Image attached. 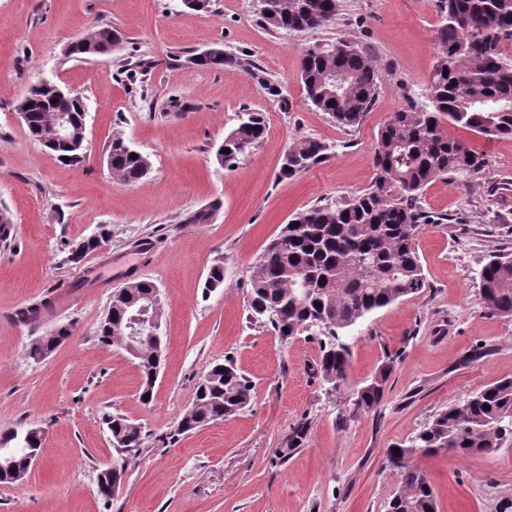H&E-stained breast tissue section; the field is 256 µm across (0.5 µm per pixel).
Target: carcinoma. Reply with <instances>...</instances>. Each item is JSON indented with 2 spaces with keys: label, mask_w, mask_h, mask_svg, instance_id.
<instances>
[{
  "label": "carcinoma",
  "mask_w": 512,
  "mask_h": 512,
  "mask_svg": "<svg viewBox=\"0 0 512 512\" xmlns=\"http://www.w3.org/2000/svg\"><path fill=\"white\" fill-rule=\"evenodd\" d=\"M440 24L435 31V64L427 86V106L410 105L392 113L378 132L373 165L375 174L361 194L336 203L316 205L296 213L250 267V319L269 324L287 341L314 320L327 318L334 326L320 347L317 372L323 381L345 380L349 351L336 347V333L350 331L379 310L427 287L415 241L420 226L441 218L419 210L423 190L436 178L454 175L471 179L486 164L469 142L452 137L455 126L485 139L512 138V58L504 43H512V0H440ZM338 0H264L261 15L273 28L302 31L326 26L336 19ZM116 28L98 25L72 41L69 56L79 59L112 55ZM203 69H240L271 98L282 87L246 54H234L220 44L207 56L188 58ZM300 82L307 100L341 127L358 126L375 102L379 72L374 61L353 43L339 40L306 50L301 58ZM25 114L29 138L41 143L61 114L77 121L81 104L57 98L43 82L33 85L14 106ZM266 124L258 113L248 115L224 135L215 149L217 163L228 169L258 144ZM319 141L302 138L288 147L278 176L291 179L308 170L324 155ZM59 160L72 165L84 161L83 152L66 142L53 149ZM112 174L131 184L145 175L148 159L115 138L107 152ZM479 305L490 315L512 319V252L494 255L482 268ZM224 285V267L214 265L205 280L206 291ZM155 284L136 280L112 296V330L99 327L105 345L122 339L113 329L123 325L128 304H143ZM157 345L146 338L135 357L143 403L152 399ZM393 361L358 394L357 411L380 406ZM196 404L178 422L183 434L235 416L251 401L252 385L227 359L204 374ZM112 439L124 452L143 445L141 429L115 415L105 421ZM310 422L302 418L291 428L269 462L284 464L303 447ZM20 430L0 435V456L25 470L40 435L25 439ZM512 441V377H503L468 397L462 405L437 412L408 444L388 449L387 463L397 477L390 512H439L426 474L412 463L421 453L452 452L460 457L490 455Z\"/></svg>",
  "instance_id": "cac0c4a2"
}]
</instances>
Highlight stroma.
Wrapping results in <instances>:
<instances>
[{"mask_svg":"<svg viewBox=\"0 0 512 512\" xmlns=\"http://www.w3.org/2000/svg\"><path fill=\"white\" fill-rule=\"evenodd\" d=\"M438 0H340L334 23L294 32L270 27L258 0H212L185 14L182 0H0V433L45 429L40 461L26 478L0 484V512H387L397 479L387 450L407 442L441 409L512 376V320L479 305L480 269L512 250V139L456 129L487 161L472 181L428 185L422 208L446 215L423 225L416 249L426 286L374 314L347 338L350 362L339 389L316 375L317 336L281 340L248 318L249 269L290 216L365 190L373 145L388 116L424 105L435 62ZM126 36L111 56L78 61L72 39L93 25ZM347 40L377 64L375 104L342 128L306 99L298 75L305 50ZM250 55L286 89L287 105L246 73L201 69L188 59L214 44ZM47 78L80 91L88 105L87 156L68 165L31 141L14 110ZM246 112L261 113L263 141L235 168L211 153ZM123 137L147 155L148 173L126 184L105 151ZM310 137L326 158L291 180L278 169L289 145ZM209 210L203 224L191 216ZM108 239L73 262L76 245ZM224 286L208 293L213 264ZM149 280L166 296L164 366L153 399H139L135 360L104 346L98 328L112 294ZM69 294L70 308L35 324L24 306ZM69 339L41 362L40 336ZM396 360L377 412L355 415L351 395L387 355ZM233 359L253 385L243 413L177 434L209 366ZM142 430L112 498L98 472L116 462L106 417ZM309 418L304 447L280 467L272 449ZM440 512H504L512 505V447L490 456L416 455Z\"/></svg>","mask_w":512,"mask_h":512,"instance_id":"1","label":"stroma"}]
</instances>
